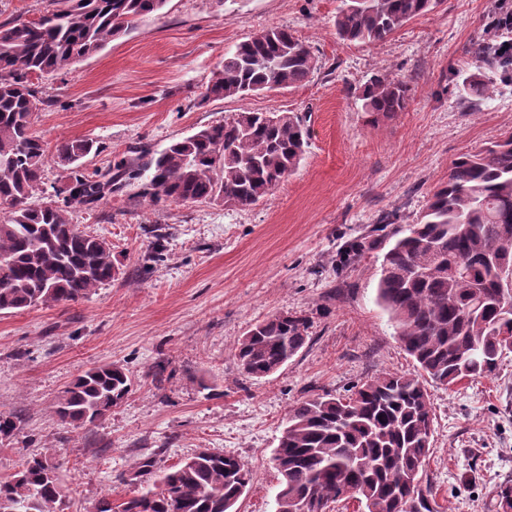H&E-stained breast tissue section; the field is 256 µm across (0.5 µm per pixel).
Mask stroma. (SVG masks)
Here are the masks:
<instances>
[{"label":"stroma","mask_w":512,"mask_h":512,"mask_svg":"<svg viewBox=\"0 0 512 512\" xmlns=\"http://www.w3.org/2000/svg\"><path fill=\"white\" fill-rule=\"evenodd\" d=\"M495 0H442L386 40H340V0H168L122 37L47 82L33 131L49 143L99 142L87 171L133 159L242 110L298 112L310 129L300 165L258 203L150 206L140 182L72 224L107 240L119 278L68 305L0 312V413L20 430L0 441V479L21 456L52 454L67 488L62 512L130 497L122 477L142 455L163 470L211 448L233 454L253 479L239 512H276L273 451L292 406L315 393L417 367L376 302V253L337 269L336 254L379 215L415 223L453 162L512 132V78L490 96L468 82L480 68L466 47ZM284 28L318 59L309 81L244 100H203L224 53ZM376 73L410 88L406 109L371 124L357 95ZM166 257L153 259L156 235ZM309 322V341L274 374H243L234 344L272 315ZM127 368V398L93 424L62 423L66 385L107 363ZM165 382L157 384L155 373ZM432 451L425 464L439 512H488L512 479V351L495 375L453 388L429 385Z\"/></svg>","instance_id":"obj_1"}]
</instances>
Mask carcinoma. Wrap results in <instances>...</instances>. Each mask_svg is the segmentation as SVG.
<instances>
[{"label":"carcinoma","instance_id":"1","mask_svg":"<svg viewBox=\"0 0 512 512\" xmlns=\"http://www.w3.org/2000/svg\"><path fill=\"white\" fill-rule=\"evenodd\" d=\"M36 19L0 24V311L75 303L118 279L121 268L105 239L70 221L73 207L94 208L131 181L142 182L155 206L232 201L238 207L270 195L304 158L306 117L294 112L243 110L172 141L158 153L138 147L141 164L86 171L100 150L85 138L51 147L32 131L43 93L40 81L68 74L80 59L126 34L168 0H49ZM440 0H341L336 35L372 44ZM500 29L488 27L468 53L487 69L512 74ZM318 59L288 30L272 28L234 45L212 72L204 98L245 99L273 88L306 83ZM372 122L407 107L408 86L374 74L358 96ZM63 170L54 197L34 204L48 160ZM384 217L368 235L338 252L342 269L380 250L377 303L391 316L396 336L420 374L382 373L353 386L345 397L314 394L293 406L274 450L281 495L276 512H301L307 500L328 509L355 499L362 512H438L424 481L431 450L432 407L424 380L452 387L489 376L512 350V133L456 160L448 181L428 199L416 224ZM466 263L458 271L459 261ZM306 318L274 315L235 343L239 369L264 378L307 343ZM132 381L119 364L94 367L74 380L56 413L68 424L93 423L122 402ZM20 421L0 413V440L13 438ZM147 458L123 478L148 481L117 506L99 499L94 512H237L252 474L236 456L200 448L154 475ZM66 497L59 466L45 455L21 459L0 480V512H55ZM493 512H512V483L497 487Z\"/></svg>","mask_w":512,"mask_h":512}]
</instances>
